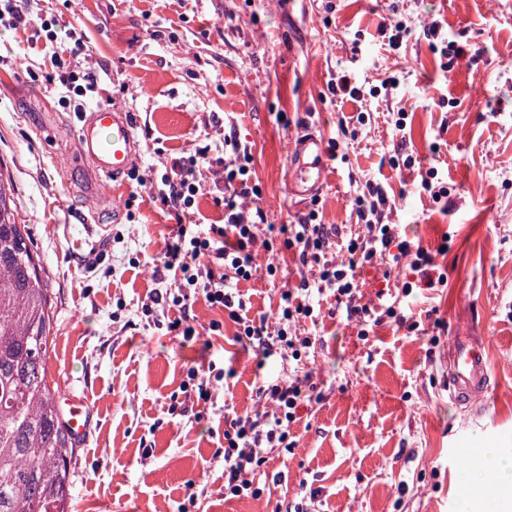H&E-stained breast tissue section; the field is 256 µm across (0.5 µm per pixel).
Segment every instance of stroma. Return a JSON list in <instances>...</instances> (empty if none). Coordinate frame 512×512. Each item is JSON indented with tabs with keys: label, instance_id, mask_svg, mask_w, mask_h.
<instances>
[{
	"label": "stroma",
	"instance_id": "35a3bbf8",
	"mask_svg": "<svg viewBox=\"0 0 512 512\" xmlns=\"http://www.w3.org/2000/svg\"><path fill=\"white\" fill-rule=\"evenodd\" d=\"M23 13V26L0 24V172L51 291L48 381L92 411L72 512H458L466 498L512 512V483L470 477L485 449L512 458V0H26ZM52 13L82 34L100 97L129 113L140 173L197 147L223 155L232 128L252 149L269 223L315 206L323 223L356 226L353 198L372 181L388 197L385 223L437 253L447 282L405 299L408 325L386 318L364 332L320 296L308 364L317 398L290 427L296 447L271 453L256 476L260 499L225 498L215 451L225 417L261 410L259 382L287 379L293 365L245 350L205 302L193 307L197 327L224 322L206 342L158 329L176 310L143 315L158 287L175 285L152 274L175 221L136 181L112 186L76 159V116L61 90L30 78L53 69L31 42ZM396 21L413 34L395 51L379 30ZM434 22L465 57L443 65L423 34ZM347 73L375 96L333 95L331 79ZM394 75L399 85L383 89ZM342 120L357 138H342ZM311 130L339 139L346 158L331 161L317 201L300 202L288 195L290 147ZM431 166L447 205L418 187ZM267 259L257 249L256 275L238 285L255 320L272 319L299 279L289 255L273 278ZM400 289L382 266L359 279L361 303L376 309ZM456 336L488 349L492 388L477 416L448 397ZM189 363L229 371L201 420L168 412Z\"/></svg>",
	"mask_w": 512,
	"mask_h": 512
}]
</instances>
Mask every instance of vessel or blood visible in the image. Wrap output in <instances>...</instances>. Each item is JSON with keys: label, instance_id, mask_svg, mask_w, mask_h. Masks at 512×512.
<instances>
[{"label": "vessel or blood", "instance_id": "vessel-or-blood-1", "mask_svg": "<svg viewBox=\"0 0 512 512\" xmlns=\"http://www.w3.org/2000/svg\"><path fill=\"white\" fill-rule=\"evenodd\" d=\"M78 161L95 176L118 180L137 160V145L131 119L116 107L100 105L85 114L75 130ZM293 196L308 199L322 188L327 169L324 141L315 134L301 136L290 157ZM490 391V370L484 347L474 337H453L448 349V395L459 406L471 407ZM68 426L74 435H83L89 413L80 398L65 400Z\"/></svg>", "mask_w": 512, "mask_h": 512}]
</instances>
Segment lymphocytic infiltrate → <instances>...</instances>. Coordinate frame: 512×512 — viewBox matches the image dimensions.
<instances>
[{"label": "lymphocytic infiltrate", "instance_id": "obj_1", "mask_svg": "<svg viewBox=\"0 0 512 512\" xmlns=\"http://www.w3.org/2000/svg\"><path fill=\"white\" fill-rule=\"evenodd\" d=\"M47 39L55 43L51 56L53 70L45 77L47 84L70 93L75 114H82L86 99L93 97L98 83L91 68L80 66L79 57L87 56L83 39L66 21L53 17L43 20ZM229 157L210 154L208 148H196L193 155L173 163L158 178H147L131 170V179L139 186L153 190L155 197L173 211L177 221L175 237L165 245L153 275L158 280L178 281L176 291L157 293L153 302L178 310L179 316L166 324L168 333L191 339L197 331L190 323V310L197 300L224 311L237 326V341L248 344L265 357L288 354L302 361L316 345V339L298 333L302 320L316 319L318 311L314 295L331 292L337 303L346 307L348 318L365 321L373 311L358 304L357 271L379 261H391L394 267L407 269L409 277L402 283L404 295L415 286L439 288L445 276L436 275L435 257L430 250L403 239L397 225L384 221L386 193L374 183L354 199L355 211L363 221L365 234L359 235L342 227L320 223L316 212L298 218L295 223L281 225L280 245L291 252L294 261L310 268L312 278H301L296 287L281 294L274 328L255 323L245 314L246 303L237 292L239 282L249 280L254 271L253 249L258 232L266 222L261 208H247L241 201L259 198L261 189L252 177L253 155L249 145L234 134L224 137ZM216 171L221 176L220 191L224 201V221L201 227L195 218V200L200 192V169ZM340 243L348 253L347 260L330 258L332 243ZM315 386L309 375L259 386L261 400L270 411L236 416L224 427V495L226 498L259 497L254 485L257 471L269 461L273 450H290L294 446L289 426L299 410L311 403Z\"/></svg>", "mask_w": 512, "mask_h": 512}]
</instances>
